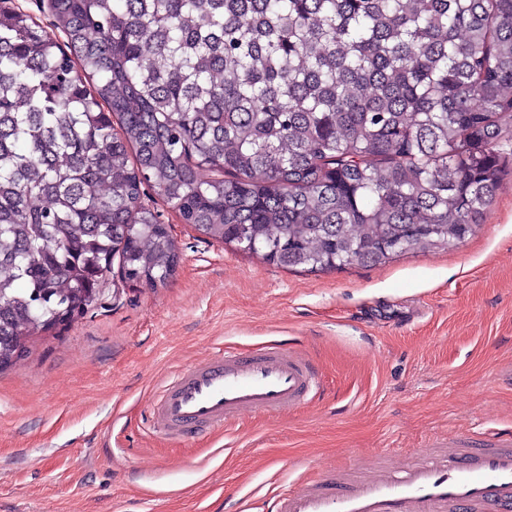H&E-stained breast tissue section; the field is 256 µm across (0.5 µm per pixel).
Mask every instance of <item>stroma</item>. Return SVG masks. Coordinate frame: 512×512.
<instances>
[{
  "instance_id": "1",
  "label": "stroma",
  "mask_w": 512,
  "mask_h": 512,
  "mask_svg": "<svg viewBox=\"0 0 512 512\" xmlns=\"http://www.w3.org/2000/svg\"><path fill=\"white\" fill-rule=\"evenodd\" d=\"M501 185L462 242L375 266L284 269L205 238L146 200L181 249L164 288L103 307L0 373V512H269L272 494L360 456L395 468L461 431L512 433V126ZM281 344L315 363L307 407L174 443L149 429L177 369Z\"/></svg>"
}]
</instances>
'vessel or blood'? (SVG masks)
Returning a JSON list of instances; mask_svg holds the SVG:
<instances>
[{"label": "vessel or blood", "instance_id": "b4317fda", "mask_svg": "<svg viewBox=\"0 0 512 512\" xmlns=\"http://www.w3.org/2000/svg\"><path fill=\"white\" fill-rule=\"evenodd\" d=\"M320 388L309 356L279 345L188 365L158 393L150 424L173 440L214 434L242 415L309 405ZM271 512H512V436L418 452L401 469L381 457L280 490Z\"/></svg>", "mask_w": 512, "mask_h": 512}]
</instances>
